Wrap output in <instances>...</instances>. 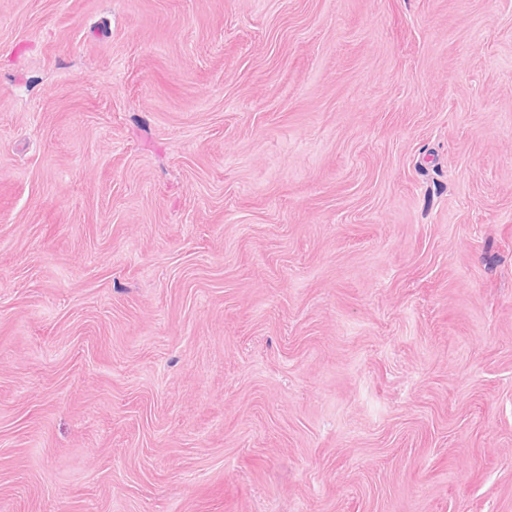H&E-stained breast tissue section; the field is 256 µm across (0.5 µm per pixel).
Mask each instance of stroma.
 I'll return each instance as SVG.
<instances>
[{"label": "stroma", "mask_w": 512, "mask_h": 512, "mask_svg": "<svg viewBox=\"0 0 512 512\" xmlns=\"http://www.w3.org/2000/svg\"><path fill=\"white\" fill-rule=\"evenodd\" d=\"M0 512H512V0H0Z\"/></svg>", "instance_id": "35a3bbf8"}]
</instances>
